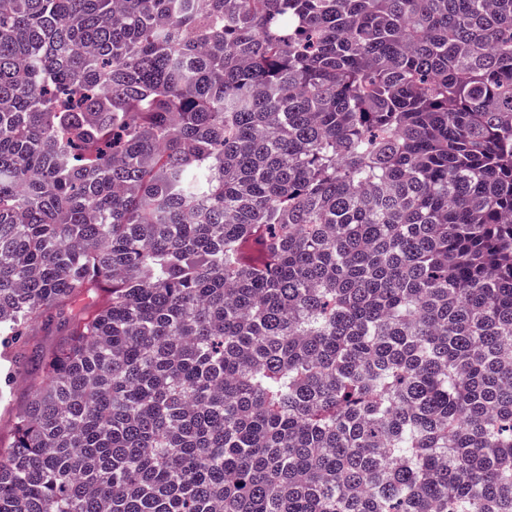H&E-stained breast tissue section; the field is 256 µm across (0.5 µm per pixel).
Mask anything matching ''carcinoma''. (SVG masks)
<instances>
[{
  "label": "carcinoma",
  "instance_id": "obj_1",
  "mask_svg": "<svg viewBox=\"0 0 512 512\" xmlns=\"http://www.w3.org/2000/svg\"><path fill=\"white\" fill-rule=\"evenodd\" d=\"M0 347V512H512V0H0ZM63 336L45 332L40 326H35L30 336H27L28 348H37L44 353L51 352L61 342ZM29 384L30 374L17 373V379L10 394L0 404V440L3 445L11 440L15 416L28 401Z\"/></svg>",
  "mask_w": 512,
  "mask_h": 512
}]
</instances>
